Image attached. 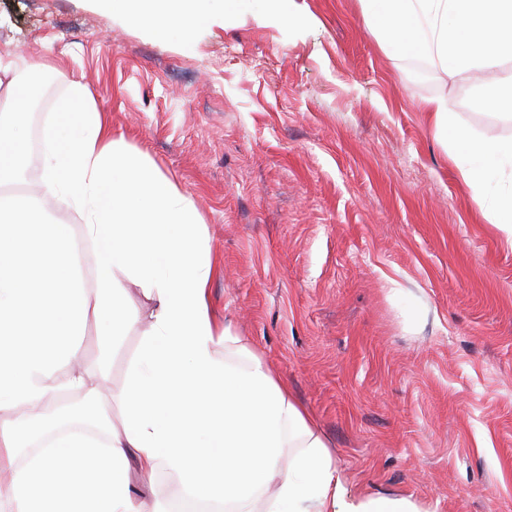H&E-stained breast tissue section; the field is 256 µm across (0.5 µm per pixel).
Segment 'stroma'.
<instances>
[{
    "label": "stroma",
    "mask_w": 512,
    "mask_h": 512,
    "mask_svg": "<svg viewBox=\"0 0 512 512\" xmlns=\"http://www.w3.org/2000/svg\"><path fill=\"white\" fill-rule=\"evenodd\" d=\"M296 24L241 12L177 44L90 0H0V57L23 80L16 193L38 192L43 133L71 82L203 221L218 323L287 381L333 446L351 491L419 512H512V241L487 223L434 138L447 96L488 137L470 80L424 58L395 66L360 0H288ZM115 340L95 382L117 403L143 334ZM132 494L171 512L168 471Z\"/></svg>",
    "instance_id": "obj_1"
}]
</instances>
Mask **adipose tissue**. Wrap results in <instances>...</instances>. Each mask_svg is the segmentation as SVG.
<instances>
[{
    "label": "adipose tissue",
    "instance_id": "obj_1",
    "mask_svg": "<svg viewBox=\"0 0 512 512\" xmlns=\"http://www.w3.org/2000/svg\"><path fill=\"white\" fill-rule=\"evenodd\" d=\"M94 7L187 43L227 12L277 15L278 0H92ZM393 60L429 58L446 75H478L512 53V0H360ZM26 83L0 61V185L24 162ZM425 108L437 141L485 220L512 239V134L486 137L461 122L447 97ZM35 195L0 196V512H151L134 502L131 471L172 470L193 497L224 512H418L406 497L349 491L330 446L287 383L229 330L208 288L215 268L199 215L175 182L132 152L84 85L72 83L44 135ZM79 221H44L41 197ZM93 244L94 268L83 261ZM150 303L120 420L88 373L70 369L88 319L113 340L138 316L128 285ZM223 354H216V347ZM89 405L103 439L52 432L45 408L59 394ZM51 434L20 463L22 449Z\"/></svg>",
    "mask_w": 512,
    "mask_h": 512
}]
</instances>
